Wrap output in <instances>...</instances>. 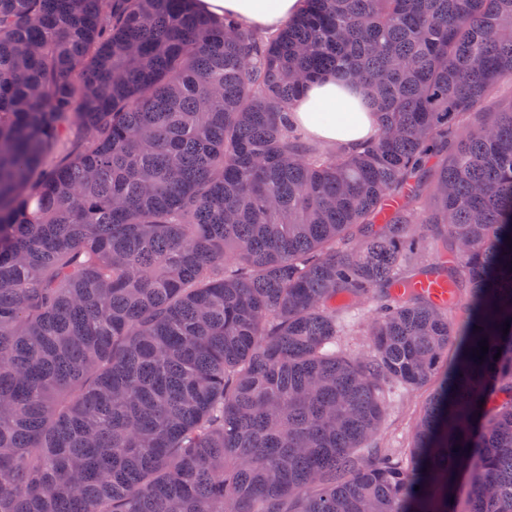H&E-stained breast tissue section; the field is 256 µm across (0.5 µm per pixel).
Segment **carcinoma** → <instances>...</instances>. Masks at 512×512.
Listing matches in <instances>:
<instances>
[{
  "label": "carcinoma",
  "instance_id": "cac0c4a2",
  "mask_svg": "<svg viewBox=\"0 0 512 512\" xmlns=\"http://www.w3.org/2000/svg\"><path fill=\"white\" fill-rule=\"evenodd\" d=\"M331 73L374 106L359 151L290 122ZM505 78L512 0H306L269 38L0 0V512H512ZM424 226L451 261L407 256ZM430 392V387L408 391L395 389L386 414L380 442L391 448H403L412 435V426Z\"/></svg>",
  "mask_w": 512,
  "mask_h": 512
}]
</instances>
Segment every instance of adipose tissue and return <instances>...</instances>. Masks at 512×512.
Instances as JSON below:
<instances>
[{"label":"adipose tissue","instance_id":"adipose-tissue-1","mask_svg":"<svg viewBox=\"0 0 512 512\" xmlns=\"http://www.w3.org/2000/svg\"><path fill=\"white\" fill-rule=\"evenodd\" d=\"M196 6L213 18L234 16L273 34L286 19L301 12L303 0H197ZM291 118L314 140L350 151L377 133L362 86L334 74L306 88Z\"/></svg>","mask_w":512,"mask_h":512}]
</instances>
